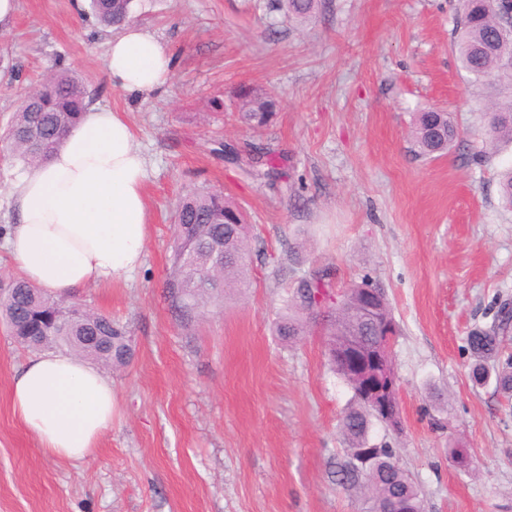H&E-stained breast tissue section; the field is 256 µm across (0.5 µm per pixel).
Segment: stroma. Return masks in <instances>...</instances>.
Masks as SVG:
<instances>
[{
	"label": "stroma",
	"mask_w": 512,
	"mask_h": 512,
	"mask_svg": "<svg viewBox=\"0 0 512 512\" xmlns=\"http://www.w3.org/2000/svg\"><path fill=\"white\" fill-rule=\"evenodd\" d=\"M132 20L171 53L172 77L136 97L114 88L111 30L72 0H18L0 32V131L64 60L96 105L126 115L148 160L143 263L74 304L112 315L135 347L111 370L118 411L95 456L45 455L14 417L9 382L31 355L0 324V512H361L336 481L351 391L319 326L273 331L287 289L330 269L388 298L403 429L385 435L424 512H512V400L470 377L469 333L512 303V211L498 174L512 146L485 147L488 96L452 50L458 0H322L309 22L278 0H134ZM273 96L270 121L238 119L239 93ZM448 112L458 137L418 156L412 115ZM270 149L281 174L253 180L223 148ZM223 190L253 226L251 286L188 324L170 312L180 198ZM460 443L473 462L448 457Z\"/></svg>",
	"instance_id": "stroma-1"
}]
</instances>
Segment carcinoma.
Returning a JSON list of instances; mask_svg holds the SVG:
<instances>
[{
	"label": "carcinoma",
	"mask_w": 512,
	"mask_h": 512,
	"mask_svg": "<svg viewBox=\"0 0 512 512\" xmlns=\"http://www.w3.org/2000/svg\"><path fill=\"white\" fill-rule=\"evenodd\" d=\"M133 0H89L88 14L104 28L119 29L131 19ZM462 16L455 31L453 49L460 67L473 81L492 91L485 105V143L491 152L512 145V0H486L474 12L472 0H460ZM288 14L309 20L319 0H285ZM34 107H19L9 129L0 137V149L9 163L23 168L48 160L62 145L67 133L81 121L93 102L82 79L63 62L30 89ZM273 100L252 93L242 96L240 119L250 126L266 124ZM411 137L419 155L433 157L448 151L457 129L448 113L434 109L418 112L412 120ZM502 203L512 209V168L500 178ZM251 230L245 213L218 190L185 197L174 225L175 247L166 282L170 307L177 317L191 321L201 309L230 292L251 284ZM220 241L224 263H207V251ZM332 287L327 270L301 279L286 294L274 328L286 342H294L315 318V294ZM0 319L10 335L25 347L59 348L89 357L114 369L131 362L134 349L128 331L112 316L67 305L20 278L0 282ZM512 323V308L498 312L497 322L474 329L467 338L475 359L472 378L481 384L494 379L496 387L512 395V360L490 369L499 360L501 335ZM397 325L383 290L364 279L344 292L323 326L326 355L331 371L352 391L350 406L342 413L339 429L346 443V457L337 466L339 483L355 491L363 512H424L420 491L409 472L400 465L396 449L388 443H372L373 421L380 420L375 407L362 396L371 381L362 359L378 345L386 327ZM98 335L106 343L96 349L83 336Z\"/></svg>",
	"instance_id": "cac0c4a2"
}]
</instances>
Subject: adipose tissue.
I'll return each mask as SVG.
<instances>
[{"mask_svg": "<svg viewBox=\"0 0 512 512\" xmlns=\"http://www.w3.org/2000/svg\"><path fill=\"white\" fill-rule=\"evenodd\" d=\"M113 87L137 96L170 79L171 56L144 27L127 24L108 43ZM147 158L123 113L89 106L80 124L42 166L11 180L7 198L18 215L5 238L22 279L67 296L131 276L146 243ZM12 412L51 457H94L111 429L112 382L74 354H36L10 380Z\"/></svg>", "mask_w": 512, "mask_h": 512, "instance_id": "adipose-tissue-1", "label": "adipose tissue"}]
</instances>
